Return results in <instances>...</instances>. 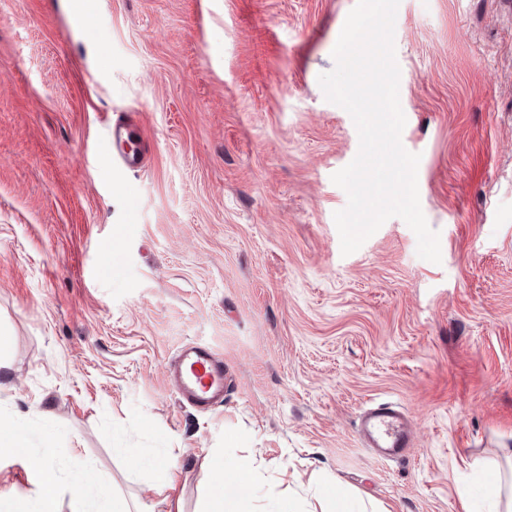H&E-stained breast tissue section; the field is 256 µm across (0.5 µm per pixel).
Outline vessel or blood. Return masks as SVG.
Listing matches in <instances>:
<instances>
[{
    "mask_svg": "<svg viewBox=\"0 0 512 512\" xmlns=\"http://www.w3.org/2000/svg\"><path fill=\"white\" fill-rule=\"evenodd\" d=\"M151 154V143L143 126L122 117L113 119L100 148L103 164L142 172ZM170 385L187 403L211 409L224 403L227 377L224 362L209 347L194 345L182 351L167 370ZM359 436L379 456L403 457L412 443L406 414L390 402H377L361 417Z\"/></svg>",
    "mask_w": 512,
    "mask_h": 512,
    "instance_id": "1",
    "label": "vessel or blood"
}]
</instances>
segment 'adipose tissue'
<instances>
[{
  "mask_svg": "<svg viewBox=\"0 0 512 512\" xmlns=\"http://www.w3.org/2000/svg\"><path fill=\"white\" fill-rule=\"evenodd\" d=\"M24 466L39 479L36 512H60L59 496L64 491L69 494L71 512H133L129 501L106 484L92 479L62 484L47 454L27 453ZM248 467L249 461L245 458L230 464L223 458H214L211 468L202 475L210 493L201 512H248L242 500L226 497L223 492L224 484L244 481Z\"/></svg>",
  "mask_w": 512,
  "mask_h": 512,
  "instance_id": "ef3b65f1",
  "label": "adipose tissue"
}]
</instances>
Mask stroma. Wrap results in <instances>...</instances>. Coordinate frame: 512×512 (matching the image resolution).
I'll use <instances>...</instances> for the list:
<instances>
[{
	"label": "stroma",
	"instance_id": "obj_1",
	"mask_svg": "<svg viewBox=\"0 0 512 512\" xmlns=\"http://www.w3.org/2000/svg\"><path fill=\"white\" fill-rule=\"evenodd\" d=\"M357 0H0V413L62 481L90 473L156 512L176 455L196 512L213 456H248L252 512L319 488L348 512H486L484 465L512 448V0H400L401 142L442 260L387 220L342 255L331 177L351 116L318 83ZM152 143L136 176L99 162L113 116ZM221 354L222 406L183 403L165 366ZM411 417L377 457L371 401ZM318 472L323 484L293 473ZM23 452L0 453L8 512H33ZM359 436L367 448L388 459L403 457L412 443L406 414L391 402H376L363 412Z\"/></svg>",
	"mask_w": 512,
	"mask_h": 512
}]
</instances>
